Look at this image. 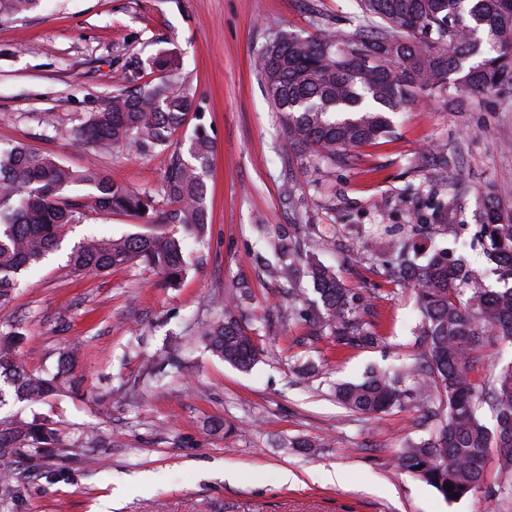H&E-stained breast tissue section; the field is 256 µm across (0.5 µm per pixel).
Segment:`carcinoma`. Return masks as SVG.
<instances>
[{"label": "carcinoma", "instance_id": "cac0c4a2", "mask_svg": "<svg viewBox=\"0 0 512 512\" xmlns=\"http://www.w3.org/2000/svg\"><path fill=\"white\" fill-rule=\"evenodd\" d=\"M41 2L0 0V22L21 19ZM359 6L361 23L342 40L329 32L310 39L281 34L258 56L267 95L285 118L296 151L311 150L324 162L345 165L351 149L392 132L388 113L421 96L440 94L450 83L472 95L512 86V0H360ZM152 66L164 73L160 81L113 94L76 130L75 141L142 155L171 150L162 191L176 204L168 221L184 235L90 237L73 248L68 262L76 272L143 263L172 287L187 272L186 240L200 245L209 232L206 176L213 142L198 126L187 153L172 148L171 136L187 123L194 94L170 78L179 68L174 54L156 56ZM75 185L89 189V201L66 195ZM451 186L450 194L432 203L435 216L448 223L470 194L457 180ZM84 208L148 218L155 199L116 184L104 170H74L23 143L0 148V306L59 247L65 228L79 221ZM476 240L495 264L494 285L444 249L419 253L405 240L394 244L393 276L418 305L417 353L407 367L336 385L335 396L355 413L376 415L410 404L436 420L429 438L401 448L397 463L448 502L485 484L489 448H498L495 494L512 505V361L484 384L471 379L488 342L512 346V213L495 197L484 201ZM265 269L292 285V302L301 301L302 291L293 287L298 275L311 279L319 296L312 319L337 348H365L379 340L375 323L368 321L372 302L345 287L331 266L316 259L300 265V244L288 228L278 231L275 261ZM249 300L250 287L233 284L224 314L202 333L214 354L243 370L258 361L253 337L238 320ZM19 336L16 328L0 332V405L8 394L36 404L80 389L81 377L68 366L45 377L29 371L18 351ZM485 408L495 420L492 429L482 421ZM60 445L57 431L36 417L0 428L1 462L29 448L28 460L37 466Z\"/></svg>", "mask_w": 512, "mask_h": 512}]
</instances>
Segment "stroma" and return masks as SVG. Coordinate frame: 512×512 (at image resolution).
<instances>
[{
    "mask_svg": "<svg viewBox=\"0 0 512 512\" xmlns=\"http://www.w3.org/2000/svg\"><path fill=\"white\" fill-rule=\"evenodd\" d=\"M359 15L358 0H44L0 25V146L23 142L72 168L108 171L153 193L156 205L149 224L85 210L0 309V330L24 329L30 371L54 373L68 355L84 379L83 398L0 408V421L40 414L62 438L38 469L16 458L20 494L0 500V512H501L489 487L450 503L398 467L405 441L430 433L418 411L354 414L331 393L417 352L414 299L398 293L379 257L411 225L433 223L431 206L449 190L435 176L436 151L472 192L457 222L420 246L464 255L484 272L474 240L480 196L493 192L512 207L511 86L421 98L394 115L390 137L353 149L346 166L293 150L255 61L276 35L343 37ZM168 51L179 59V84L201 104L174 142L187 143L200 123L215 144L208 238L188 244L190 270L175 288L142 264L77 274L67 255L86 237L182 233L164 222L174 208L160 192L168 153L103 154L74 141L114 93L157 82L151 61ZM284 226L304 241L327 240L319 258L371 298L378 345L337 351L290 315L286 285L255 260ZM240 280L253 294L240 322L259 352L248 371L224 363L201 336ZM308 360L315 372L303 382L296 371ZM93 431L103 445L89 446ZM287 472L295 482L284 483Z\"/></svg>",
    "mask_w": 512,
    "mask_h": 512,
    "instance_id": "35a3bbf8",
    "label": "stroma"
}]
</instances>
